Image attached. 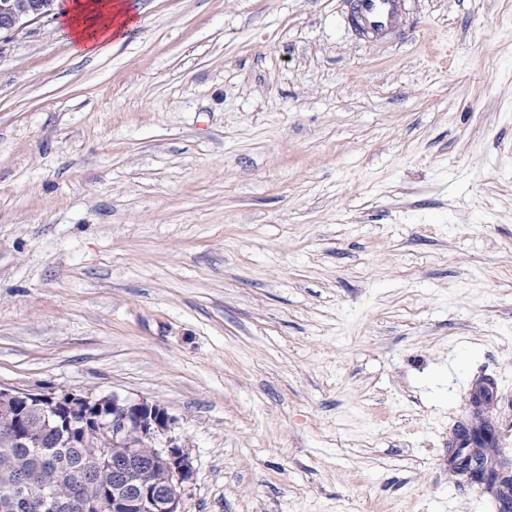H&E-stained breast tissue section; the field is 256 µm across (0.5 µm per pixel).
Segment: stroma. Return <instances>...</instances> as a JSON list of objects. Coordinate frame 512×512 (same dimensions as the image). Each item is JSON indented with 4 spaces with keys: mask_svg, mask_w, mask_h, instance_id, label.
<instances>
[{
    "mask_svg": "<svg viewBox=\"0 0 512 512\" xmlns=\"http://www.w3.org/2000/svg\"><path fill=\"white\" fill-rule=\"evenodd\" d=\"M137 2L0 40V385L160 404L183 512H499L448 441L512 476V0ZM135 18L130 1L74 0L61 10L59 22L69 31L72 52L84 57L126 39L138 25ZM351 4L360 15L364 27L378 34L393 26L400 8V0H354Z\"/></svg>",
    "mask_w": 512,
    "mask_h": 512,
    "instance_id": "1",
    "label": "stroma"
}]
</instances>
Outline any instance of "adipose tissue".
I'll use <instances>...</instances> for the list:
<instances>
[{"label":"adipose tissue","mask_w":512,"mask_h":512,"mask_svg":"<svg viewBox=\"0 0 512 512\" xmlns=\"http://www.w3.org/2000/svg\"><path fill=\"white\" fill-rule=\"evenodd\" d=\"M59 22L68 29L72 51L80 57L126 39L137 26L130 0H70Z\"/></svg>","instance_id":"1"}]
</instances>
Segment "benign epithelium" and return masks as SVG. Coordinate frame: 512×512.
<instances>
[{
  "instance_id": "obj_1",
  "label": "benign epithelium",
  "mask_w": 512,
  "mask_h": 512,
  "mask_svg": "<svg viewBox=\"0 0 512 512\" xmlns=\"http://www.w3.org/2000/svg\"><path fill=\"white\" fill-rule=\"evenodd\" d=\"M53 2L0 0V33L17 36L29 25L49 17ZM34 416L58 432L67 444H93L98 489L94 496L74 501L59 492L62 475L55 472L32 491L8 485L7 508L17 512H182L194 469L179 438L172 436L173 419L164 407L115 394L96 398L73 391L31 393L0 386V430L13 444L41 446V439L30 427ZM113 456L127 470L129 494L108 491L106 474ZM143 456L153 464L146 474L139 468Z\"/></svg>"
}]
</instances>
